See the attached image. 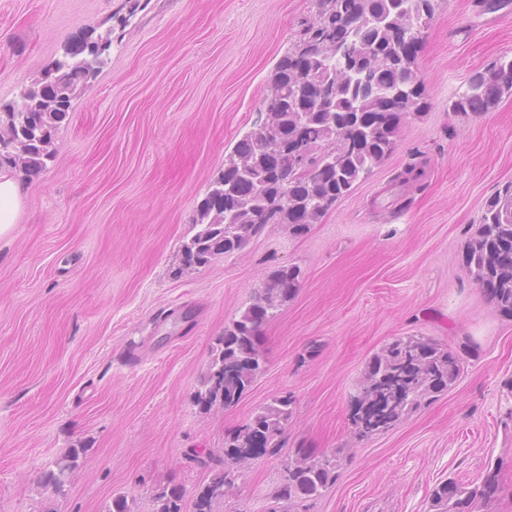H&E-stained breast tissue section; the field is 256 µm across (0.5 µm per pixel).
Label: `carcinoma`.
<instances>
[{"mask_svg":"<svg viewBox=\"0 0 512 512\" xmlns=\"http://www.w3.org/2000/svg\"><path fill=\"white\" fill-rule=\"evenodd\" d=\"M314 18L282 56L268 86L288 105L275 110L264 100L271 123L256 122L238 143L253 178L222 174L197 205L194 234L180 249L182 268L205 266L218 255L242 249L268 224H286L304 234L334 203L367 179L392 152L401 117L420 109L424 88L414 71L424 19L433 18L435 0H314ZM112 30L94 42L75 43L44 69L19 102L0 112V170L27 176L40 173L55 156L58 128L72 101L108 63ZM512 91V58L473 73L454 102L456 112H482ZM494 311L512 318V185L486 200L464 264ZM299 284L294 268L273 271L256 289L252 303L224 328L194 401L208 411L234 405L261 376L266 355L260 331ZM463 360L439 342L418 335L399 336L368 364L351 396V423L360 438L391 428L444 392L458 378ZM291 397L278 396L246 423L224 435L218 452L194 451L191 462L208 471L192 494V512H219L235 485L238 468L285 447L293 415ZM88 448L66 449L40 486L63 491ZM343 451L317 454L296 448L288 455L272 493L271 512H296L321 498L335 483ZM501 492L498 471L477 484L450 480L431 495L430 512H475ZM180 486L156 491L153 512H184Z\"/></svg>","mask_w":512,"mask_h":512,"instance_id":"carcinoma-1","label":"carcinoma"}]
</instances>
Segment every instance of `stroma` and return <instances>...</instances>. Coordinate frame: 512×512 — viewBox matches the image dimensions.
I'll return each instance as SVG.
<instances>
[{
  "instance_id": "35a3bbf8",
  "label": "stroma",
  "mask_w": 512,
  "mask_h": 512,
  "mask_svg": "<svg viewBox=\"0 0 512 512\" xmlns=\"http://www.w3.org/2000/svg\"><path fill=\"white\" fill-rule=\"evenodd\" d=\"M314 0H0V105L73 42L112 32L109 62L56 134L53 161L18 175L0 239V512H152L156 490L206 472L273 397L294 401L286 452L344 449L310 512H429L435 487L499 467L490 512H512V319L463 259L486 200L512 183V94L452 106L469 77L512 56V0H438L421 32V111L393 152L307 233L270 224L242 250L178 268L209 184L250 128ZM299 287L261 329L265 372L231 407L194 394L218 336L271 272ZM470 348L449 390L357 439L350 397L395 338ZM87 453L62 493L38 483L66 448ZM284 454L242 469L225 512H269Z\"/></svg>"
}]
</instances>
